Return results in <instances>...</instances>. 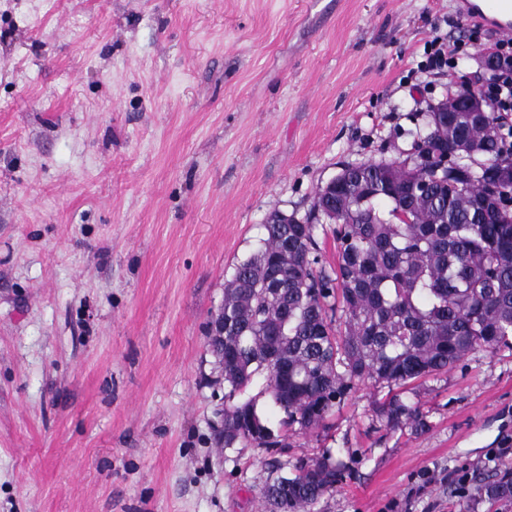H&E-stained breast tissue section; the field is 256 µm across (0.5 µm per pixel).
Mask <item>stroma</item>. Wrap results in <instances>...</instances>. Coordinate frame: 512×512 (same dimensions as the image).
<instances>
[{"label":"stroma","instance_id":"stroma-1","mask_svg":"<svg viewBox=\"0 0 512 512\" xmlns=\"http://www.w3.org/2000/svg\"><path fill=\"white\" fill-rule=\"evenodd\" d=\"M458 0H0V512H264L269 456L217 438L208 348L274 213L392 160L500 32L422 74ZM352 390L279 455L345 477L315 512H512L454 482L512 441V351L416 385L392 430Z\"/></svg>","mask_w":512,"mask_h":512}]
</instances>
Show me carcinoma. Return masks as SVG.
Segmentation results:
<instances>
[{"label": "carcinoma", "instance_id": "obj_1", "mask_svg": "<svg viewBox=\"0 0 512 512\" xmlns=\"http://www.w3.org/2000/svg\"><path fill=\"white\" fill-rule=\"evenodd\" d=\"M406 157L348 165L336 208L316 192L305 218L275 217L260 248L224 288V447H287L288 432L315 428L357 385L385 384L376 408L386 426L422 429L403 398L423 378L469 353L512 349V165L499 117L452 127L426 115ZM448 165H443V162ZM334 225L336 267L320 265L316 222ZM285 417L274 429L255 399L256 378ZM261 488L266 512H312L343 478L327 453L292 468L275 458ZM474 496L512 504V467L484 473Z\"/></svg>", "mask_w": 512, "mask_h": 512}]
</instances>
